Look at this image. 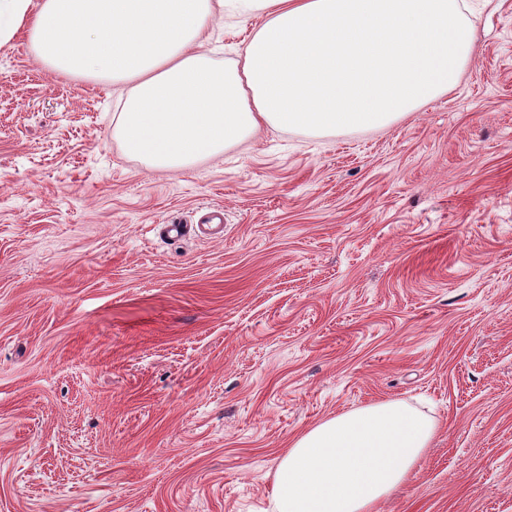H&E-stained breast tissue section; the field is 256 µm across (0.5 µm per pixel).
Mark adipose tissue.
I'll list each match as a JSON object with an SVG mask.
<instances>
[{"label":"adipose tissue","instance_id":"ef3b65f1","mask_svg":"<svg viewBox=\"0 0 512 512\" xmlns=\"http://www.w3.org/2000/svg\"><path fill=\"white\" fill-rule=\"evenodd\" d=\"M218 12L260 21L224 67L204 48ZM21 36L55 72L122 84L112 135L156 171L263 126L387 128L458 85L476 52L466 0H0V47ZM436 431L395 400L322 421L280 461L275 512H375Z\"/></svg>","mask_w":512,"mask_h":512}]
</instances>
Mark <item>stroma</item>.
<instances>
[{"mask_svg":"<svg viewBox=\"0 0 512 512\" xmlns=\"http://www.w3.org/2000/svg\"><path fill=\"white\" fill-rule=\"evenodd\" d=\"M470 2L461 83L388 129L176 171L110 82L0 47V512H272L296 437L386 400L438 432L378 512H512V0Z\"/></svg>","mask_w":512,"mask_h":512,"instance_id":"1","label":"stroma"}]
</instances>
